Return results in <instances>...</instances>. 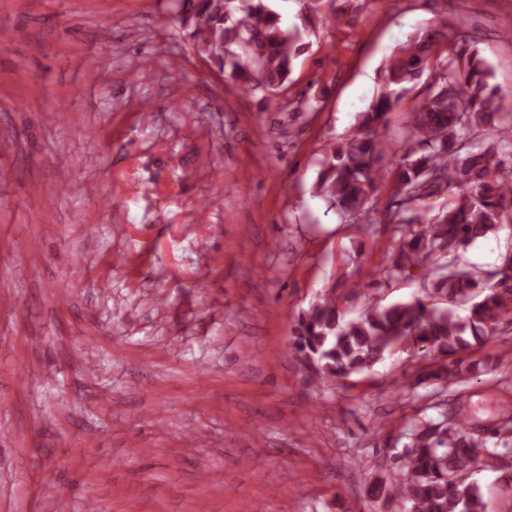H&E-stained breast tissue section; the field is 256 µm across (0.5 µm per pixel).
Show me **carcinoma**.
I'll use <instances>...</instances> for the list:
<instances>
[{"label":"carcinoma","instance_id":"obj_1","mask_svg":"<svg viewBox=\"0 0 512 512\" xmlns=\"http://www.w3.org/2000/svg\"><path fill=\"white\" fill-rule=\"evenodd\" d=\"M176 22L210 68L244 91L274 100L288 86L305 44L299 29L281 24L266 0H177ZM447 31L425 28L387 62L383 90L359 114L355 131L328 146L314 192L348 224H390L396 248L376 286H391L417 268L425 295L382 305L372 301L356 319L344 320L325 295L298 314L290 348L318 382L328 383L372 368L387 355H458L416 380L441 387L486 368L459 356L512 318V255L500 268L464 267L459 250L512 220V116L498 111L500 90L467 39L452 44L434 65L428 94L405 123L386 137L404 84L421 76L432 49ZM490 133L497 144L476 139ZM394 190L383 213L374 208L380 183ZM468 310L466 317L457 308ZM512 438V416L499 431L480 436L446 411L415 420L404 443L401 478L375 487L401 500L409 512H485L480 485L465 476L494 466L488 445Z\"/></svg>","mask_w":512,"mask_h":512}]
</instances>
